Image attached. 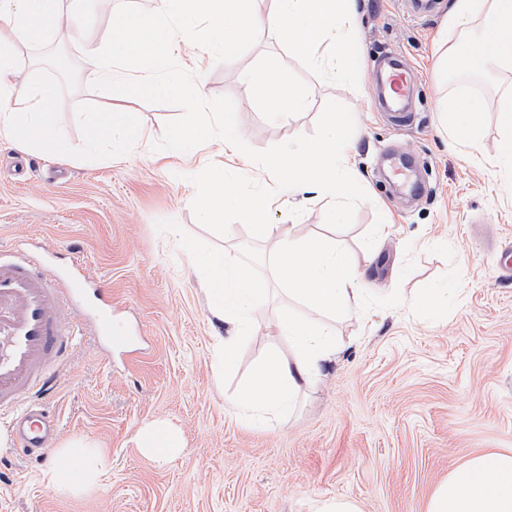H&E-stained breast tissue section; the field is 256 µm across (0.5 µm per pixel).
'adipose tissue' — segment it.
I'll use <instances>...</instances> for the list:
<instances>
[{
	"label": "adipose tissue",
	"mask_w": 512,
	"mask_h": 512,
	"mask_svg": "<svg viewBox=\"0 0 512 512\" xmlns=\"http://www.w3.org/2000/svg\"><path fill=\"white\" fill-rule=\"evenodd\" d=\"M69 20L66 0H0V142L46 157L67 152L53 109L55 88L21 79L14 50L61 40ZM443 31L452 38L449 61L474 62L486 74L512 69V0H449ZM250 88L276 116L300 111L308 101V90L273 66L254 72ZM483 107L478 96L466 91L442 98L438 106L455 140L477 154L483 147L478 122ZM85 121L92 129L83 149L86 158L98 157L101 147L124 148L134 141L129 114L122 109L109 105L87 113ZM238 137L237 115L229 110L176 128L162 156L179 161L219 139L232 149ZM277 330L287 336L290 352H274L262 361L250 385L232 395L237 408L288 411L302 388L336 358L327 326L287 314ZM137 440L143 454L161 462L173 460L184 448L180 433L166 423L144 426ZM425 512H512V451H485L455 467L433 490Z\"/></svg>",
	"instance_id": "1"
}]
</instances>
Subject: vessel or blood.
Segmentation results:
<instances>
[{"mask_svg":"<svg viewBox=\"0 0 512 512\" xmlns=\"http://www.w3.org/2000/svg\"><path fill=\"white\" fill-rule=\"evenodd\" d=\"M413 72L400 55L386 57L376 82L390 103L396 124L410 123L406 104ZM44 247L17 242L0 247V414L7 415L16 450L45 455L57 422L39 404L52 393L60 366L72 355L77 337L105 350H123L127 333L112 322V291L79 272V257L52 268ZM84 313L81 322L71 311Z\"/></svg>","mask_w":512,"mask_h":512,"instance_id":"vessel-or-blood-1","label":"vessel or blood"}]
</instances>
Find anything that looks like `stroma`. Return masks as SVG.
I'll list each match as a JSON object with an SVG mask.
<instances>
[{"instance_id":"1","label":"stroma","mask_w":512,"mask_h":512,"mask_svg":"<svg viewBox=\"0 0 512 512\" xmlns=\"http://www.w3.org/2000/svg\"><path fill=\"white\" fill-rule=\"evenodd\" d=\"M435 2L415 17L411 0H359L364 80L355 90L314 77L268 27L244 58L212 59L196 73L208 97L234 100L242 137L256 150L313 134L328 101L350 107L354 161L369 195L352 225L331 232L328 201L313 191L279 196L271 221L294 225L300 237L334 234L360 266L365 291L402 295L398 307L333 321L335 361L290 412L271 420H244L226 397L266 353H288L287 337L275 330L284 313L312 321L317 313L283 293L261 264L270 296L254 309L257 332L222 383L213 365L220 328L206 294L176 237L156 228L176 220L232 258L249 244L268 252L269 242L238 221L227 237L216 236L188 202L195 187L184 169L230 168L238 158L214 143L183 163L162 160L151 145L178 108L92 89L81 60L97 47L118 0H76L59 44L18 50L24 75L55 87L59 135L72 148L88 136L85 112L108 101L132 113L138 141L108 162L45 158L0 143V245L34 239L77 247L111 288L117 327H141L142 339L132 358L75 346L47 403L60 426L47 458L13 453L0 424V512H313L314 501L336 496L356 500L362 512H424L454 467L484 450L512 448V281L500 278L501 247L512 244V184L492 164L501 137L496 100L512 89V70L487 77L464 68L486 103L484 152L465 153L436 123L432 72L448 0ZM390 50L419 78L404 128L384 116L374 79ZM265 64L309 90L306 108L275 119L252 98L249 72ZM391 152L416 156L420 199L395 196L384 172ZM443 286L447 312L421 314L414 298ZM153 422L180 430L184 449L174 460L157 463L138 447L137 431ZM75 442L103 453L96 483L84 490L61 472L63 450Z\"/></svg>"}]
</instances>
